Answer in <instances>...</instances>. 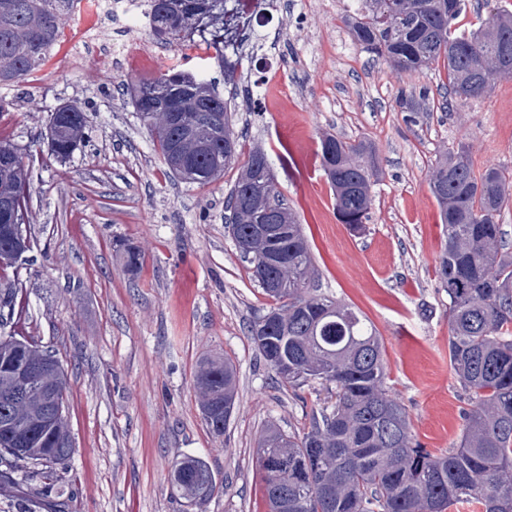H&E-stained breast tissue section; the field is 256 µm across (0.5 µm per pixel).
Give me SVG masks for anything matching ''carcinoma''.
Segmentation results:
<instances>
[{"instance_id":"1","label":"carcinoma","mask_w":512,"mask_h":512,"mask_svg":"<svg viewBox=\"0 0 512 512\" xmlns=\"http://www.w3.org/2000/svg\"><path fill=\"white\" fill-rule=\"evenodd\" d=\"M75 0H0V87L11 86L40 66L59 43ZM463 0H361L345 18L354 43L384 58L401 73L442 62L448 94L483 96L496 77H512V12L499 11L482 25L457 31ZM153 36L180 46L204 20L224 18V0H151ZM182 68L166 67L138 81L143 97L133 102L150 128L168 168L174 152L186 170L178 176L206 185L224 174L241 152L230 106L207 79L186 81ZM431 89H403L397 101L405 121L417 123ZM182 116L179 123L171 113ZM57 124L52 155L65 159L82 142L88 116L72 106ZM0 224H27V172L22 150L0 139ZM320 163L334 194L339 220L358 229L369 218L374 151L364 141L334 135L321 140ZM446 234L437 274L448 294L449 362L475 408L458 447L432 455L413 441L406 409L386 392L382 344L371 323L348 305L313 288L316 275L308 242L292 209L277 190L266 153L249 152L225 204L226 223L252 265L284 284L263 290L276 306L259 317L277 319L262 357L274 353L288 364L289 387L322 385L332 402L313 415L301 436L270 428L257 448L268 512H447L474 501L484 512H512V252L496 217L512 198V181L501 170L475 172L465 146L439 161L430 179ZM258 224H274L286 261L263 267L267 242L254 238ZM25 296L20 283L0 288V390L13 384L6 365L45 362L44 380L66 397L64 369L53 352L22 334ZM195 388L200 406L219 411L237 395V371L229 358L205 355ZM23 425L18 437L0 435V485L39 467L43 477L70 459L73 445L65 420L45 422L35 395L0 401V417ZM172 482L196 512L217 488L201 456L175 461Z\"/></svg>"}]
</instances>
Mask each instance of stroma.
I'll list each match as a JSON object with an SVG mask.
<instances>
[{"label":"stroma","mask_w":512,"mask_h":512,"mask_svg":"<svg viewBox=\"0 0 512 512\" xmlns=\"http://www.w3.org/2000/svg\"><path fill=\"white\" fill-rule=\"evenodd\" d=\"M349 0H286L264 15L254 55L240 71L209 61L218 91L248 85L233 127L244 151H265L278 189L295 212L317 271L315 285L361 312L384 347L386 386L430 453L456 447L475 403L449 364L448 296L436 269L445 247L430 191L436 163L466 146L475 171L512 176V77L451 111L431 101L407 125L401 88L447 83L442 65L401 75L352 41ZM94 46L59 43L45 67L0 88L10 114L0 138L27 152L32 183L28 260L14 276L27 290L24 332L61 361L69 380L65 416L71 459L53 479L28 475L0 488V512H187L170 479L174 460L206 455L217 489L206 512H267L256 464L266 427L308 431L326 389L281 384L250 327L271 306L237 251L224 200L240 170L205 186L171 173L129 88L159 70L152 56L117 58L124 32L102 20ZM282 70L278 89L260 82ZM63 103L89 117L86 140L51 157L46 127ZM364 141L378 176L366 230L336 216L317 153L323 136ZM142 266L127 271L125 245ZM237 366L236 410L224 435L209 432L194 377L200 357Z\"/></svg>","instance_id":"35a3bbf8"}]
</instances>
